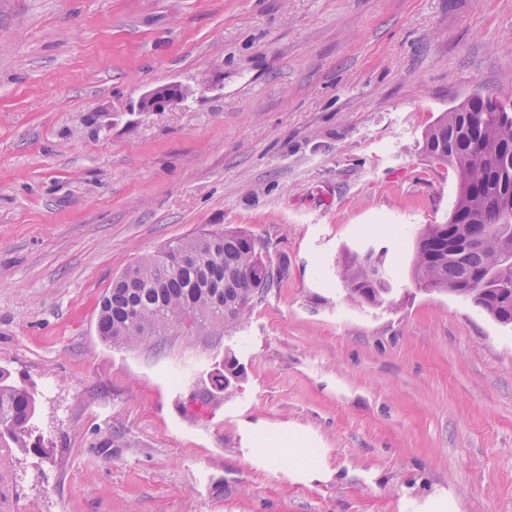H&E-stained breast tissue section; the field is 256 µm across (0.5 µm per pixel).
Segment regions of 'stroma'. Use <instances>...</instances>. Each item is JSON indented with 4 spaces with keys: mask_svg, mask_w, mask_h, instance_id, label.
Returning <instances> with one entry per match:
<instances>
[{
    "mask_svg": "<svg viewBox=\"0 0 512 512\" xmlns=\"http://www.w3.org/2000/svg\"><path fill=\"white\" fill-rule=\"evenodd\" d=\"M475 94L512 0H0V367L44 446L0 444V512H512V328L411 276L457 187L422 136ZM222 230L285 270L240 326L101 341L116 275ZM187 99L185 88L178 83L169 84L148 91L138 102L139 112H158L181 105ZM380 259L378 260L386 268L382 254ZM340 277L349 297L361 305L381 306L394 290L393 281L387 268L382 279L373 278L366 272L362 253H352L347 257Z\"/></svg>",
    "mask_w": 512,
    "mask_h": 512,
    "instance_id": "35a3bbf8",
    "label": "stroma"
}]
</instances>
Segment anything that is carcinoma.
<instances>
[{"instance_id": "carcinoma-1", "label": "carcinoma", "mask_w": 512, "mask_h": 512, "mask_svg": "<svg viewBox=\"0 0 512 512\" xmlns=\"http://www.w3.org/2000/svg\"><path fill=\"white\" fill-rule=\"evenodd\" d=\"M423 151L455 170L458 187L448 222L424 224L416 232L413 282L427 290L455 291L496 322L511 325L512 100L491 109L471 98L442 113L425 131ZM470 238H481L484 245L456 260L449 243ZM340 277L361 305L381 306L393 292L391 275L371 277L360 253L347 257ZM279 278L246 233L188 235L120 273L102 297L96 332L114 348L172 332L214 336L242 322ZM240 376L237 358L226 356L215 387L226 391ZM36 395L34 386L0 369V439L23 454L40 449L31 443Z\"/></svg>"}]
</instances>
